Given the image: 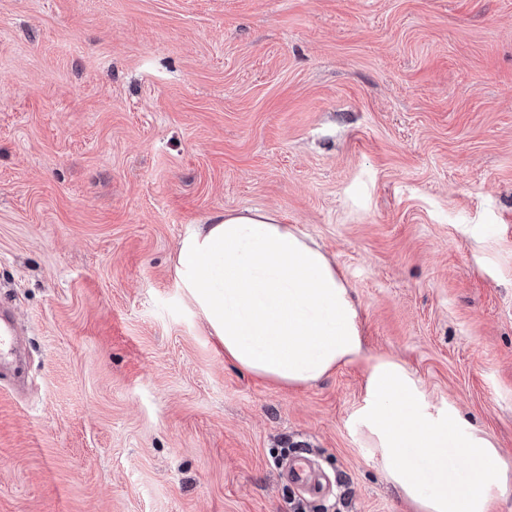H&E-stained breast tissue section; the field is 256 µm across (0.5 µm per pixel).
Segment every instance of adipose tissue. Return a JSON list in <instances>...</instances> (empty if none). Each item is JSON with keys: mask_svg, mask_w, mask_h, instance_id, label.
Wrapping results in <instances>:
<instances>
[{"mask_svg": "<svg viewBox=\"0 0 512 512\" xmlns=\"http://www.w3.org/2000/svg\"><path fill=\"white\" fill-rule=\"evenodd\" d=\"M185 288L245 371L306 385L363 354L358 311L325 254L272 211H228L179 251ZM359 417L389 480L422 512H489L501 456L456 409L429 411L399 365L377 363Z\"/></svg>", "mask_w": 512, "mask_h": 512, "instance_id": "ef3b65f1", "label": "adipose tissue"}]
</instances>
